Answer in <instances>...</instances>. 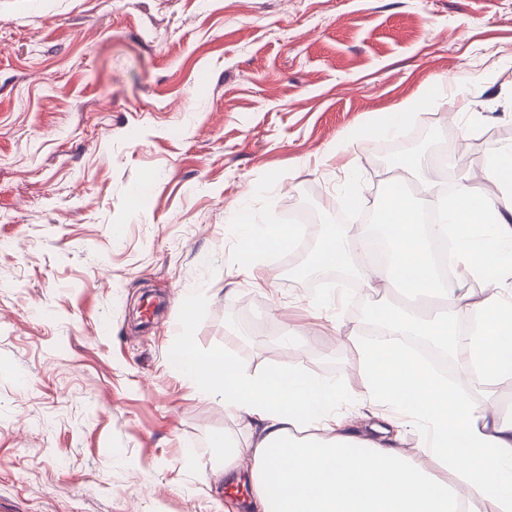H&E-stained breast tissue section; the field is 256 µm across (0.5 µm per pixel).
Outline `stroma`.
<instances>
[{
  "mask_svg": "<svg viewBox=\"0 0 512 512\" xmlns=\"http://www.w3.org/2000/svg\"><path fill=\"white\" fill-rule=\"evenodd\" d=\"M415 131L455 183L512 144V0H0V512H244L249 476L202 482L244 430L167 364L188 305L200 351L298 364L359 421L351 329L400 290L307 284L233 226L307 206L321 246ZM413 110L410 105H401L392 111L381 113L377 127L383 134L396 135L401 129L403 118Z\"/></svg>",
  "mask_w": 512,
  "mask_h": 512,
  "instance_id": "stroma-1",
  "label": "stroma"
}]
</instances>
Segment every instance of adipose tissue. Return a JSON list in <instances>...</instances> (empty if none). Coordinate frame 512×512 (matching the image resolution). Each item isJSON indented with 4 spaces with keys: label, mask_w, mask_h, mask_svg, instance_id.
Wrapping results in <instances>:
<instances>
[{
    "label": "adipose tissue",
    "mask_w": 512,
    "mask_h": 512,
    "mask_svg": "<svg viewBox=\"0 0 512 512\" xmlns=\"http://www.w3.org/2000/svg\"><path fill=\"white\" fill-rule=\"evenodd\" d=\"M508 195L496 203L478 181L464 176L439 197L440 218L420 230L421 215L393 179L376 222L391 246L387 262L352 266L353 253L372 239L351 224L332 229L319 265L354 268L367 288L385 282L406 296L440 297L449 311L424 320L388 307L376 310L387 339L364 345L369 399L417 431L419 454L387 442L390 416L345 427L340 386L288 366L246 371L223 349L201 352L191 334L167 351L170 368L194 381L202 395L222 396L226 414L244 423L248 446L214 437L222 450L214 481L249 471L252 512H512V415H503L442 382L396 336H428L445 350H462L465 375L512 381V145L492 149L485 170ZM299 224H254L238 215L241 251L262 254L288 246ZM454 237V265L462 278L486 281V294L449 286L433 245ZM455 475L441 480L427 463Z\"/></svg>",
    "instance_id": "adipose-tissue-1"
}]
</instances>
